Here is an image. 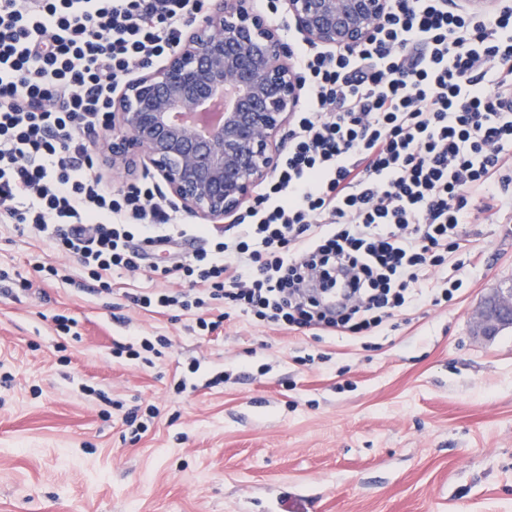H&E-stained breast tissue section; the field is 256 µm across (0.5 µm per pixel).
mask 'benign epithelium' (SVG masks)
I'll return each mask as SVG.
<instances>
[{
  "label": "benign epithelium",
  "mask_w": 512,
  "mask_h": 512,
  "mask_svg": "<svg viewBox=\"0 0 512 512\" xmlns=\"http://www.w3.org/2000/svg\"><path fill=\"white\" fill-rule=\"evenodd\" d=\"M301 39L327 48L365 41L389 0H287ZM235 90L232 107L204 115ZM303 95L281 28L249 0H211L186 22L163 65L139 66L112 96V137L99 147L112 169L137 165L157 176L174 206L201 224L234 223L254 188L279 167L286 129ZM512 328V284L501 283L473 311V331L491 339Z\"/></svg>",
  "instance_id": "obj_1"
}]
</instances>
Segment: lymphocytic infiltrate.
Segmentation results:
<instances>
[{
	"instance_id": "obj_1",
	"label": "lymphocytic infiltrate",
	"mask_w": 512,
	"mask_h": 512,
	"mask_svg": "<svg viewBox=\"0 0 512 512\" xmlns=\"http://www.w3.org/2000/svg\"><path fill=\"white\" fill-rule=\"evenodd\" d=\"M391 2L361 45L301 49L288 152L225 232L179 226L155 186L115 193L94 172L114 91L173 49L205 0H0V214L102 287L117 269L181 282L133 294L145 309L220 301L372 335L467 251L472 199L490 210L512 191V0L486 16ZM188 237L199 247L178 251Z\"/></svg>"
}]
</instances>
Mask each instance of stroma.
Returning a JSON list of instances; mask_svg holds the SVG:
<instances>
[{"mask_svg": "<svg viewBox=\"0 0 512 512\" xmlns=\"http://www.w3.org/2000/svg\"><path fill=\"white\" fill-rule=\"evenodd\" d=\"M460 231L477 258L453 298L351 347L234 308L211 333L141 310L149 272L94 290L0 221V512H512V329L470 334L512 280V201ZM133 336L172 346L114 358ZM151 405L130 438L125 415Z\"/></svg>", "mask_w": 512, "mask_h": 512, "instance_id": "1", "label": "stroma"}]
</instances>
